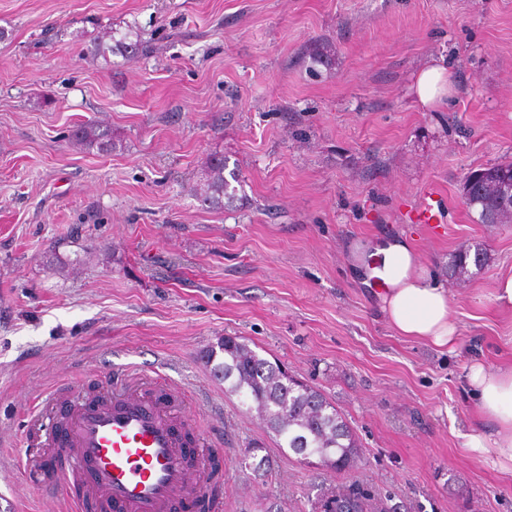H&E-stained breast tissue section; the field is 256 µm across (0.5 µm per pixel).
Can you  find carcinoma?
<instances>
[{
    "mask_svg": "<svg viewBox=\"0 0 512 512\" xmlns=\"http://www.w3.org/2000/svg\"><path fill=\"white\" fill-rule=\"evenodd\" d=\"M308 58L313 65L333 64L332 49L325 44L316 45ZM74 136L86 148L112 150V130L101 123H86ZM511 170L512 162L497 163L464 178L461 197L475 211L476 223H488L495 212L497 175ZM228 187L224 179V156L216 154L207 162L200 196L209 204L222 207ZM206 359L212 364L213 375L224 381L226 392L240 397L246 411L256 412L294 454L303 459L315 456L321 465L339 472L357 466L360 453L356 435L319 390L295 380L280 364L259 357L237 336L221 338ZM322 507L328 512H386L381 503L353 489L326 497Z\"/></svg>",
    "mask_w": 512,
    "mask_h": 512,
    "instance_id": "1",
    "label": "carcinoma"
}]
</instances>
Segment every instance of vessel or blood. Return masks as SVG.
<instances>
[{"instance_id":"b4317fda","label":"vessel or blood","mask_w":512,"mask_h":512,"mask_svg":"<svg viewBox=\"0 0 512 512\" xmlns=\"http://www.w3.org/2000/svg\"><path fill=\"white\" fill-rule=\"evenodd\" d=\"M443 207L435 192L422 194L410 213L413 223L437 229ZM172 394L156 382L88 400L49 430L52 454L28 467L52 477L76 512H193L206 501L222 512L224 497L208 471L192 466L194 433L172 409Z\"/></svg>"}]
</instances>
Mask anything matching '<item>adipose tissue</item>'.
<instances>
[{"label":"adipose tissue","instance_id":"ef3b65f1","mask_svg":"<svg viewBox=\"0 0 512 512\" xmlns=\"http://www.w3.org/2000/svg\"><path fill=\"white\" fill-rule=\"evenodd\" d=\"M451 80L445 67L423 65L415 78L414 95L422 106L446 103ZM369 274L378 282L379 309L400 336L425 340L439 348H454L457 327L451 319L448 293L435 285L431 273L406 239L393 237L375 248ZM480 423L465 433V446L487 457L490 464L512 473V367L491 369L472 360L464 376Z\"/></svg>","mask_w":512,"mask_h":512}]
</instances>
